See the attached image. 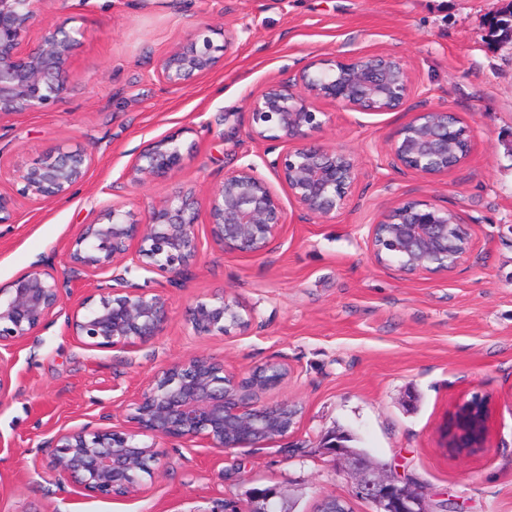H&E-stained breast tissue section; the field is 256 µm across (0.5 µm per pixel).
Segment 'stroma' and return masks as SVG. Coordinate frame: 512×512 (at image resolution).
<instances>
[{"instance_id":"obj_1","label":"stroma","mask_w":512,"mask_h":512,"mask_svg":"<svg viewBox=\"0 0 512 512\" xmlns=\"http://www.w3.org/2000/svg\"><path fill=\"white\" fill-rule=\"evenodd\" d=\"M512 0H43L25 40L62 20L82 30L68 65L69 90L54 106L0 119V189L52 147L93 150L71 195L17 200L0 224V283L49 260L70 278L71 302L95 298L96 282L71 279L67 252L81 225L126 198L137 220L178 191L196 198L226 169L261 163L248 136V97L292 80L318 58L385 53L410 64L426 104L455 112L472 131L460 167L435 178L396 167L388 143L409 112L363 113L316 100L309 144L355 155L353 203L335 219L295 218L281 242L242 256L215 243L199 215L200 257L167 289L162 335L130 350L90 348L56 320L0 351L11 384L0 401V512H247L255 491L313 512L326 496L355 497L344 464L321 446L340 430L400 480L422 485L431 508L512 512V43L486 37L487 21ZM215 44L236 39L223 62L187 85L159 80L157 61L200 23ZM177 135L183 164L132 187L126 174L151 140ZM397 199L457 211L472 228L469 261L450 275L408 278L371 261L369 229ZM227 293L255 318L247 331L196 335L189 310ZM193 356L246 376L280 362L288 376L260 393L297 403L292 434L231 451L153 438L164 457L143 488L113 498L60 487L47 441L62 428H125V407L164 368ZM484 430L478 448L452 447L472 401Z\"/></svg>"}]
</instances>
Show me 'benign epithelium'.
Instances as JSON below:
<instances>
[{
    "instance_id": "7a95c632",
    "label": "benign epithelium",
    "mask_w": 512,
    "mask_h": 512,
    "mask_svg": "<svg viewBox=\"0 0 512 512\" xmlns=\"http://www.w3.org/2000/svg\"><path fill=\"white\" fill-rule=\"evenodd\" d=\"M42 2L0 0V118L54 105L68 91L66 69L77 44L75 30L63 22L46 31L36 49L21 48ZM234 41L235 33L229 31L224 44L216 45L199 27L186 45L157 62V76L172 87L186 85L216 68ZM417 96L411 68L400 57L379 53L318 59L293 82H272L248 98V135L288 145L276 157L264 158L265 165L288 188L300 217L328 221L353 202L359 168L347 151L302 142L305 129L322 124L311 100L356 112L412 111L388 145L393 161L429 177L446 174L467 161L470 130L453 112L414 104ZM182 162L175 136L154 139L137 154L130 184L168 177ZM92 164V152L60 146L15 176L21 184L16 194L32 202L64 197ZM14 195L0 191V224L12 219ZM197 205L194 197L178 194L153 207L143 223L124 201L104 207L96 222L82 225L68 254L75 277L95 280L112 272L110 284L97 288L98 301L69 303V284L50 263L23 272L0 285V347L23 344L62 314L69 335L91 348L130 349L161 335L169 321V297L129 282L126 274L135 267L178 286L199 255ZM205 209L212 240L240 255L267 252L286 231L281 199L253 164L225 170ZM471 238L470 225L453 210L426 200L393 201L371 226L367 250L375 264L394 265L406 277L446 275L468 261ZM252 321L227 294L198 301L191 313L198 336L227 334ZM262 370L275 374L271 380H256L263 391L287 375L279 363ZM296 416L294 404L262 405L256 390L244 386L223 364L192 357L147 382L126 408L124 430H59L49 440L55 448L51 467L61 482L88 495L123 497L161 458L139 435L231 450L285 436L297 427ZM481 428L482 415L477 413L455 447L476 445ZM328 447L344 461L355 497L371 502L374 512H430L426 494L388 475L384 464L350 454L336 439Z\"/></svg>"
}]
</instances>
